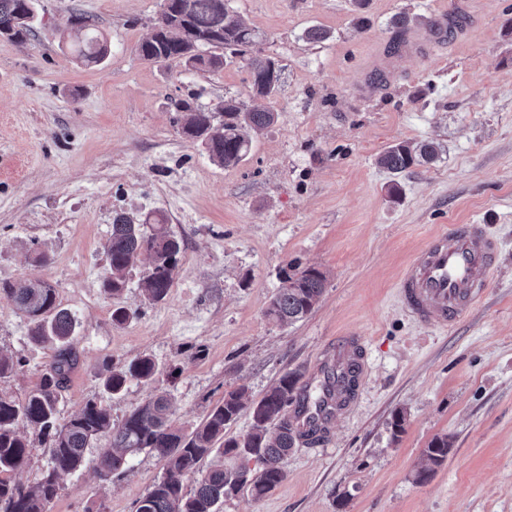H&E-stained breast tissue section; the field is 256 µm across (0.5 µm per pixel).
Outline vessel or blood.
<instances>
[{
    "label": "vessel or blood",
    "mask_w": 512,
    "mask_h": 512,
    "mask_svg": "<svg viewBox=\"0 0 512 512\" xmlns=\"http://www.w3.org/2000/svg\"><path fill=\"white\" fill-rule=\"evenodd\" d=\"M458 28L457 12L444 11L436 14L421 33L406 35L404 46L420 52L440 44ZM498 252L497 241L479 224H455L434 234L414 254L401 275L399 292L407 310L418 321L434 328L454 325L481 300L486 286L484 276L495 267ZM361 367L358 339L347 337L338 342L332 359L320 366L315 385L327 408L303 410L299 426L305 429L315 423L329 428L347 407L343 392L346 377L351 370Z\"/></svg>",
    "instance_id": "b4317fda"
}]
</instances>
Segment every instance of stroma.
Listing matches in <instances>:
<instances>
[{
	"mask_svg": "<svg viewBox=\"0 0 512 512\" xmlns=\"http://www.w3.org/2000/svg\"><path fill=\"white\" fill-rule=\"evenodd\" d=\"M162 0H37L35 35L0 38V284L37 277L56 290L78 325V362L62 392L61 419L87 401L121 424L167 393L177 426L199 424L227 391L257 400L289 371L309 383L337 340H362L363 375L348 408L316 444L294 448L286 476L254 498H225L220 512H512V0H230L264 33L261 55L280 67L281 90L265 105L278 118L254 135L234 167L212 162L179 128L175 101L204 109L247 98L245 62L214 72L181 61L142 60ZM465 5V32L416 57L394 50L395 15L428 25L433 12ZM94 16L110 43L100 64L77 63L66 27ZM318 27L326 40L308 41ZM397 77L371 98L359 88L382 66ZM441 146L431 164L391 178L378 157L399 142ZM398 181L399 201L388 196ZM159 212L182 251L158 303L138 283L140 256L112 321L105 244L112 218ZM479 224L500 242L487 292L454 326H427L401 299V271L429 237ZM47 253L32 265L33 250ZM288 263L328 276L321 301L289 325L266 303ZM29 322L0 294V348L24 365L0 390L24 397L55 351L29 342ZM148 354L161 372L103 388L104 363ZM405 429L392 436L395 411ZM452 449L425 482L414 479L437 436ZM61 479L49 512H134L165 463L136 455L110 481L91 461Z\"/></svg>",
	"mask_w": 512,
	"mask_h": 512,
	"instance_id": "35a3bbf8",
	"label": "stroma"
}]
</instances>
